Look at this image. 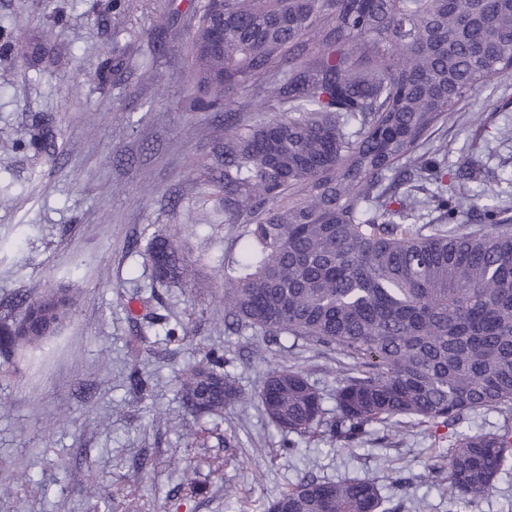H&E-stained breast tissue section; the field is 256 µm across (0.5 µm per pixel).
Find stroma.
<instances>
[{
    "instance_id": "stroma-1",
    "label": "stroma",
    "mask_w": 512,
    "mask_h": 512,
    "mask_svg": "<svg viewBox=\"0 0 512 512\" xmlns=\"http://www.w3.org/2000/svg\"><path fill=\"white\" fill-rule=\"evenodd\" d=\"M197 19L188 0H0V322L18 299L69 290L76 305L34 360L0 373V512H263L307 474L325 480L371 477L397 512H448L440 468L448 439L412 425L379 431L363 447L331 450L314 434L292 456L253 405L227 409L220 423L185 409L179 378L210 349L247 396L280 358L302 369L334 409L341 358L296 342L288 351L251 330L224 327L222 276L246 227L218 211L211 179L224 145V115L192 108L190 44ZM49 36L55 52L34 59L13 46L20 34ZM131 50L106 82L97 72L115 41ZM483 111L484 130L469 123ZM51 126L50 152L25 145L33 122ZM512 79L495 97L480 91L435 134L449 167L476 144L490 167L512 170ZM176 235L190 274L158 283L148 255L157 234ZM163 315L151 324L153 314ZM267 346V361L253 351ZM142 379L136 390L131 377ZM147 455L148 468L133 461ZM197 466L196 490L177 458ZM98 484L89 500L68 470ZM31 474L17 487L15 472Z\"/></svg>"
}]
</instances>
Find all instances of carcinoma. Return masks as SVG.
I'll return each instance as SVG.
<instances>
[{"instance_id": "carcinoma-1", "label": "carcinoma", "mask_w": 512, "mask_h": 512, "mask_svg": "<svg viewBox=\"0 0 512 512\" xmlns=\"http://www.w3.org/2000/svg\"><path fill=\"white\" fill-rule=\"evenodd\" d=\"M192 37L197 104L227 114L220 153L224 223L247 225L224 268V324L293 338L345 359L336 416L293 366L268 369L257 406L290 436L288 453L323 430L355 450L382 427L456 428L470 413L512 417V171L475 151L448 193L438 123L473 94L512 77V0H203ZM252 91L232 117L231 95ZM51 146L37 126L28 147ZM406 190L399 191V187ZM481 206L484 232L458 228ZM427 219L425 234L400 221ZM156 281L188 274L177 240L157 235ZM74 305L66 292L21 303L0 327L4 363L43 349ZM210 350L179 392L198 416L246 400ZM512 463V429L463 431L448 451L453 507L469 512ZM371 478L305 475L264 512H392Z\"/></svg>"}]
</instances>
